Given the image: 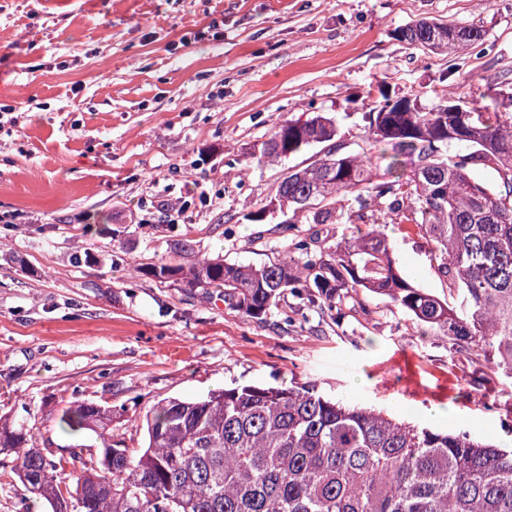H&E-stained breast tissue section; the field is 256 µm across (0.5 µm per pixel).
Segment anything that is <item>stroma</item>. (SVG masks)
<instances>
[{
  "mask_svg": "<svg viewBox=\"0 0 512 512\" xmlns=\"http://www.w3.org/2000/svg\"><path fill=\"white\" fill-rule=\"evenodd\" d=\"M421 18L484 42L448 55L395 39ZM462 83L512 89V0H0V415L64 455L59 417L88 395L128 434L124 405L293 380L512 441V381L471 388L483 358L450 355L383 296L339 323L289 297L256 322L223 289L143 273L163 256L259 266L308 234L247 219L316 158L243 169L285 120L335 118L353 150L357 98L428 108ZM385 231L402 275L447 296L421 240Z\"/></svg>",
  "mask_w": 512,
  "mask_h": 512,
  "instance_id": "obj_1",
  "label": "stroma"
}]
</instances>
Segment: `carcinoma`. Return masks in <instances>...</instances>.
<instances>
[{
	"instance_id": "carcinoma-1",
	"label": "carcinoma",
	"mask_w": 512,
	"mask_h": 512,
	"mask_svg": "<svg viewBox=\"0 0 512 512\" xmlns=\"http://www.w3.org/2000/svg\"><path fill=\"white\" fill-rule=\"evenodd\" d=\"M394 36L458 52L484 30L419 19ZM400 101L386 95L388 111L362 113L358 151L345 149L333 119L315 113L276 126L248 156L261 165L321 147L248 221L266 223L275 203L305 224L343 218L365 228L319 252L298 239L260 266L161 261L146 274L222 288L225 304L256 321L290 294L339 321L346 301L369 291L512 379V111L489 94L474 112H450L448 99L401 111ZM477 169L493 170L496 186ZM385 224L423 240L448 297L400 273ZM131 422L142 433L138 448L112 431V407L76 402L60 425L90 443L64 457L40 431L0 417V455L11 457L0 462L3 475L51 512H512V447L395 419L311 384L165 398Z\"/></svg>"
}]
</instances>
